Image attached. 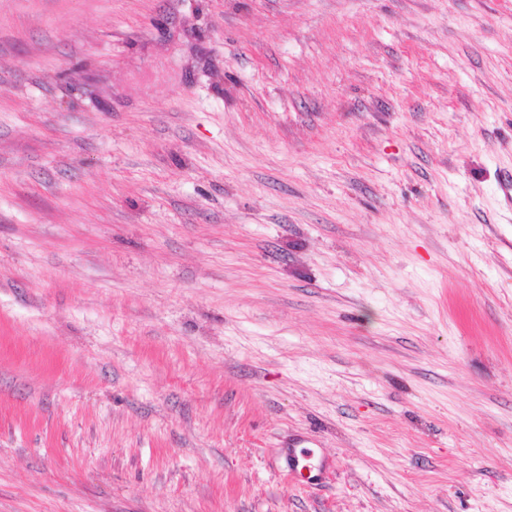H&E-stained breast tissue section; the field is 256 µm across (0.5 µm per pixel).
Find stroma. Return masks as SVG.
Listing matches in <instances>:
<instances>
[{
	"mask_svg": "<svg viewBox=\"0 0 512 512\" xmlns=\"http://www.w3.org/2000/svg\"><path fill=\"white\" fill-rule=\"evenodd\" d=\"M0 512H512V0H0ZM282 458L289 474L308 484L322 481L326 464L313 448H307L295 443L288 444L282 450Z\"/></svg>",
	"mask_w": 512,
	"mask_h": 512,
	"instance_id": "obj_1",
	"label": "stroma"
}]
</instances>
